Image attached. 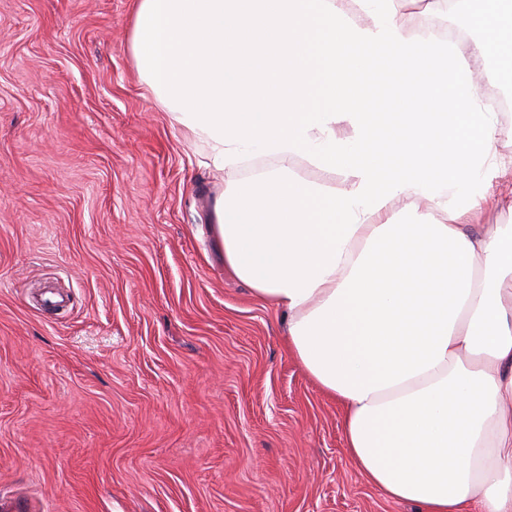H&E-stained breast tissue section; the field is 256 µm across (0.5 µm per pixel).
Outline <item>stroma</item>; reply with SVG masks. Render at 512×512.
<instances>
[{
  "label": "stroma",
  "mask_w": 512,
  "mask_h": 512,
  "mask_svg": "<svg viewBox=\"0 0 512 512\" xmlns=\"http://www.w3.org/2000/svg\"><path fill=\"white\" fill-rule=\"evenodd\" d=\"M132 0H0V498L31 512H418L357 470L284 317L224 265L223 176Z\"/></svg>",
  "instance_id": "stroma-1"
}]
</instances>
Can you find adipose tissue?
<instances>
[{
	"instance_id": "ef3b65f1",
	"label": "adipose tissue",
	"mask_w": 512,
	"mask_h": 512,
	"mask_svg": "<svg viewBox=\"0 0 512 512\" xmlns=\"http://www.w3.org/2000/svg\"><path fill=\"white\" fill-rule=\"evenodd\" d=\"M491 3L484 59L512 55V15ZM412 25L406 0H138L131 49L225 174L224 264L285 313L368 482L421 512H512V224L477 221L512 215L490 190L506 132L478 111L471 64ZM256 152L273 166L240 180ZM299 156L348 171V189L294 176Z\"/></svg>"
}]
</instances>
